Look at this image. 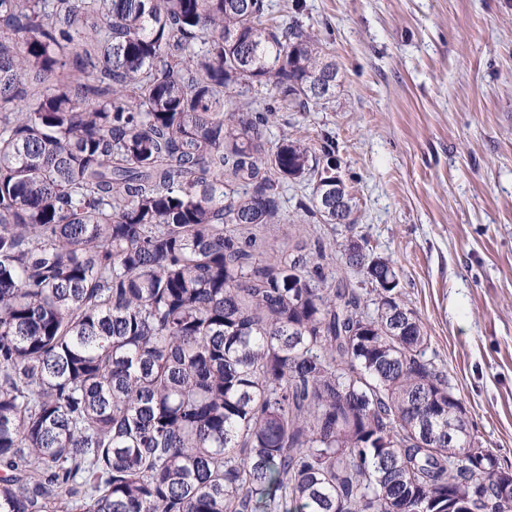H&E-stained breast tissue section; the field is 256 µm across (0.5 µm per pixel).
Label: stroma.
I'll return each mask as SVG.
<instances>
[{
  "label": "stroma",
  "mask_w": 512,
  "mask_h": 512,
  "mask_svg": "<svg viewBox=\"0 0 512 512\" xmlns=\"http://www.w3.org/2000/svg\"><path fill=\"white\" fill-rule=\"evenodd\" d=\"M268 16L316 34L340 74L307 112L267 132L336 149L354 225L299 207L313 181L279 186L280 221L253 232L265 254L323 249L329 282L359 291L350 233L399 273L427 352L463 400L471 434L512 466V0H266Z\"/></svg>",
  "instance_id": "1"
}]
</instances>
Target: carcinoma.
<instances>
[{
	"label": "carcinoma",
	"instance_id": "1",
	"mask_svg": "<svg viewBox=\"0 0 512 512\" xmlns=\"http://www.w3.org/2000/svg\"><path fill=\"white\" fill-rule=\"evenodd\" d=\"M266 10L0 0V512H512L392 262L349 238L366 296L240 237L282 180L354 208L333 145L266 147L338 78Z\"/></svg>",
	"mask_w": 512,
	"mask_h": 512
}]
</instances>
